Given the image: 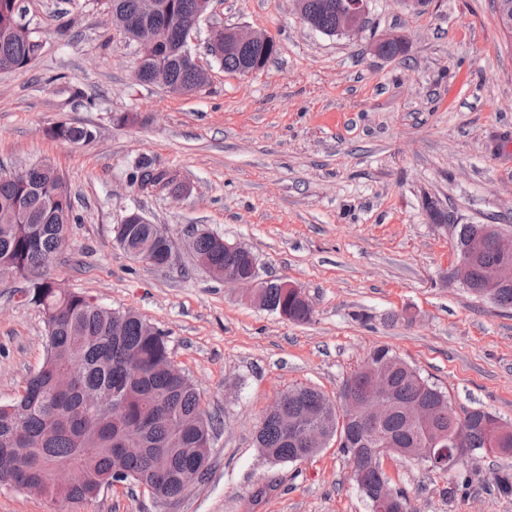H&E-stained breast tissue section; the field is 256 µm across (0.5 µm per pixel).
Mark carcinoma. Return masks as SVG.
Returning a JSON list of instances; mask_svg holds the SVG:
<instances>
[{
    "label": "carcinoma",
    "mask_w": 512,
    "mask_h": 512,
    "mask_svg": "<svg viewBox=\"0 0 512 512\" xmlns=\"http://www.w3.org/2000/svg\"><path fill=\"white\" fill-rule=\"evenodd\" d=\"M19 0H0V70L26 67L39 52L38 36L17 28L22 8ZM304 12L318 19L322 33L332 35L336 11L323 8V0H302ZM112 23L136 43L135 19L140 0H103ZM153 19L162 27V41L145 46L138 54L136 77L145 81L148 72L164 68L169 92L189 96L199 92L204 71L183 54L185 25L207 14L210 0H155ZM244 53L228 50L215 57L227 72H237ZM53 139L86 142L95 131L60 123L48 130ZM56 168L30 167L0 176V272L15 273L29 282L30 302L40 308L46 326V358L30 374L23 393L11 404L0 405V478L12 480L11 488L47 495L53 502L92 499L119 482L147 486L164 500L176 498L190 485L202 481L209 470L211 443L219 422L202 406L201 394L185 371L167 369L171 360L166 334L132 310H115L93 298L60 288L50 276L53 259L64 248L68 226L78 224L71 193ZM130 181L141 188L161 186L172 193L183 183L172 171L139 160ZM114 239L134 260L150 266L165 265L166 241L154 225L127 229L113 225ZM197 263L219 277L224 270H241L245 259L215 243L214 236L194 237ZM503 265L492 245L468 262L466 288L483 296L487 272ZM260 307L284 314L296 323L311 321L308 300L285 291L272 281L262 289ZM386 371L395 405L375 434L341 445L343 455L361 461L352 479L370 506L381 497L391 501L390 512H414L409 497L391 486L381 466L383 449L391 456L425 465L432 448L448 444L454 435L464 448L484 451L485 440L477 431L483 420L497 416L474 410L467 419L456 417L448 395L420 371L386 346L375 348L354 371L355 389L364 391L367 380ZM112 391L107 409L87 407L88 390ZM419 399L433 408L425 423L409 420L408 402ZM277 407L262 416L256 427L261 455L272 463H299L317 455L339 432H355L357 424L340 421L338 407L320 390L300 385L285 391ZM318 424L325 441H306L298 425ZM72 465L78 483L58 487L50 480L51 468Z\"/></svg>",
    "instance_id": "1"
}]
</instances>
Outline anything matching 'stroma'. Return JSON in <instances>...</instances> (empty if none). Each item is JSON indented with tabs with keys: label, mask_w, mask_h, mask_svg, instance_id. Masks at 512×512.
I'll list each match as a JSON object with an SVG mask.
<instances>
[{
	"label": "stroma",
	"mask_w": 512,
	"mask_h": 512,
	"mask_svg": "<svg viewBox=\"0 0 512 512\" xmlns=\"http://www.w3.org/2000/svg\"><path fill=\"white\" fill-rule=\"evenodd\" d=\"M22 6L43 47L27 67L0 72V174L43 163L63 174L81 221L52 276L165 331L172 358L222 420L207 478L181 497L120 486L68 512H370L337 443L275 464L254 431L291 387L339 400L381 345L446 391L458 413L482 408L512 424V309L452 278L459 225L494 224L512 237V38L492 0H432L421 14L372 0L354 38L310 30L292 0H212L191 42L208 84L192 96L136 81V46L100 0ZM62 12L72 24L63 36L54 28ZM224 25L271 35L278 55L249 76L225 72L205 49ZM385 34L406 39L404 55L373 52ZM121 113L140 120L118 124ZM62 122L96 137L50 138ZM143 156L177 172L189 194L130 185ZM434 208L447 223L433 221ZM132 210L167 231L169 266L133 260L114 242L113 225ZM195 227L249 247L260 279L301 286L312 322L250 304L197 268L187 246ZM27 287L0 279L2 405L46 356ZM384 466L416 512H512V496L488 489L512 458L477 455L464 476ZM259 483L275 489L255 504Z\"/></svg>",
	"instance_id": "35a3bbf8"
}]
</instances>
